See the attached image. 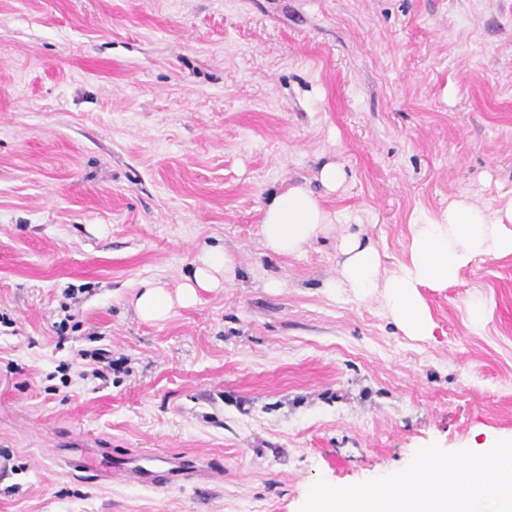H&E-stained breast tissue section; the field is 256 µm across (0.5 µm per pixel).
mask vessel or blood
I'll list each match as a JSON object with an SVG mask.
<instances>
[{
	"label": "vessel or blood",
	"instance_id": "b4317fda",
	"mask_svg": "<svg viewBox=\"0 0 512 512\" xmlns=\"http://www.w3.org/2000/svg\"><path fill=\"white\" fill-rule=\"evenodd\" d=\"M61 459L74 471L94 472L103 481L119 474L127 484L153 488L199 482L212 475L209 465L189 462L173 455H144L113 463L107 459L97 460L93 451L87 448H66L62 451Z\"/></svg>",
	"mask_w": 512,
	"mask_h": 512
}]
</instances>
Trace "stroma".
Returning <instances> with one entry per match:
<instances>
[{
  "label": "stroma",
  "mask_w": 512,
  "mask_h": 512,
  "mask_svg": "<svg viewBox=\"0 0 512 512\" xmlns=\"http://www.w3.org/2000/svg\"><path fill=\"white\" fill-rule=\"evenodd\" d=\"M291 184L340 221L281 256L261 207ZM463 196L512 199V0H0V512H299L318 478L512 439V255L423 289L418 340L326 287L343 236L391 269ZM207 247L234 279L142 320ZM70 440L222 477L103 483ZM175 301L164 287L147 282L143 285V291L135 300V308L139 316L148 321H160L166 319Z\"/></svg>",
  "instance_id": "35a3bbf8"
}]
</instances>
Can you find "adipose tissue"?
<instances>
[{"instance_id":"obj_1","label":"adipose tissue","mask_w":512,"mask_h":512,"mask_svg":"<svg viewBox=\"0 0 512 512\" xmlns=\"http://www.w3.org/2000/svg\"><path fill=\"white\" fill-rule=\"evenodd\" d=\"M261 236L268 250L299 255L324 234L334 218L314 191L291 185L262 207ZM409 258L392 272H385L380 250L360 234L346 236L339 247V287L364 299L381 293L384 308L400 330L419 339L431 332L432 321L420 290L452 283L458 272L482 256L512 254V202L491 211L464 199L449 202L440 216L410 227ZM234 275L232 258L218 248H207L196 257L191 277L178 295L148 282L135 300L142 319H166L174 305L196 302L198 289L223 287Z\"/></svg>"}]
</instances>
